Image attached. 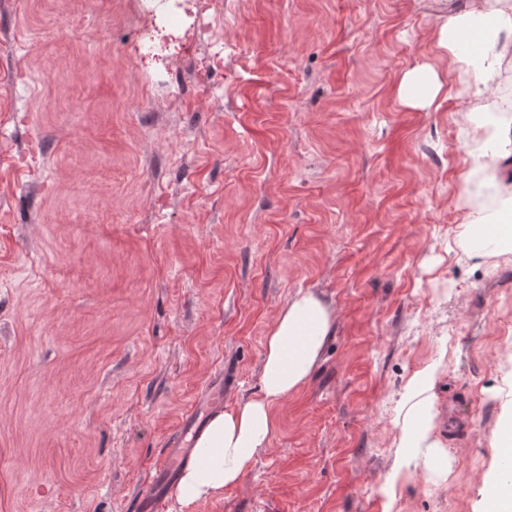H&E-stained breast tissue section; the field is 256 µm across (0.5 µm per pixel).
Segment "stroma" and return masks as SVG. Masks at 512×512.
Returning a JSON list of instances; mask_svg holds the SVG:
<instances>
[{
	"instance_id": "35a3bbf8",
	"label": "stroma",
	"mask_w": 512,
	"mask_h": 512,
	"mask_svg": "<svg viewBox=\"0 0 512 512\" xmlns=\"http://www.w3.org/2000/svg\"><path fill=\"white\" fill-rule=\"evenodd\" d=\"M216 2L218 44L155 60L129 0H0V512H132L205 385L258 394L300 291L334 312L322 358L193 512H482L512 253L457 241L477 118L435 32L459 0ZM424 64L444 94L403 105ZM438 359L448 478L415 467L386 509L401 392Z\"/></svg>"
}]
</instances>
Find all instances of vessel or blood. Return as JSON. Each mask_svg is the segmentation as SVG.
Masks as SVG:
<instances>
[{
    "label": "vessel or blood",
    "mask_w": 512,
    "mask_h": 512,
    "mask_svg": "<svg viewBox=\"0 0 512 512\" xmlns=\"http://www.w3.org/2000/svg\"><path fill=\"white\" fill-rule=\"evenodd\" d=\"M200 424L199 412H191L184 419L179 435L168 439L162 462L156 467L149 488L138 498L135 512H155L159 500L179 469L190 461L189 438L196 434Z\"/></svg>",
    "instance_id": "vessel-or-blood-1"
}]
</instances>
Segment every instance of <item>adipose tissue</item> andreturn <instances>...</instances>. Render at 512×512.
<instances>
[{
  "label": "adipose tissue",
  "mask_w": 512,
  "mask_h": 512,
  "mask_svg": "<svg viewBox=\"0 0 512 512\" xmlns=\"http://www.w3.org/2000/svg\"><path fill=\"white\" fill-rule=\"evenodd\" d=\"M490 22L492 42L477 52L460 48V35L470 20ZM437 44L452 54L459 69L470 79L459 90L465 103L480 101L512 53V0H467L465 7L448 17L436 32ZM442 84L435 70L421 66L403 74L398 84L404 104L425 106L439 96ZM478 150L471 158L475 169L498 173L504 160H512V114L499 112L485 117L475 132ZM478 235L480 256L512 252V225L487 223L481 211H470L461 226L462 238ZM334 325L330 307L310 292H298L277 316L264 343L260 388L246 402L213 414L193 441V456L182 470L174 495L185 512L198 503L221 496L240 483L268 448L273 432V408L305 385ZM439 364L415 372L407 381L398 415L401 419L398 455L383 484L387 505H394L396 483L412 465L423 464L429 475H444L442 444L437 437L435 387Z\"/></svg>",
  "instance_id": "obj_1"
}]
</instances>
